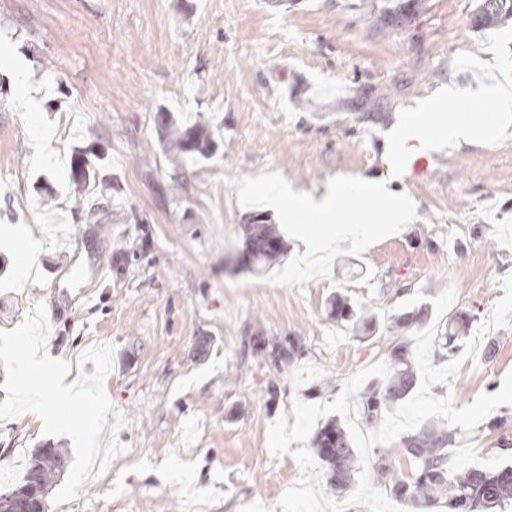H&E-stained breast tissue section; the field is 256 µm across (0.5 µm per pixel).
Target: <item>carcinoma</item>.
I'll return each instance as SVG.
<instances>
[{"mask_svg":"<svg viewBox=\"0 0 512 512\" xmlns=\"http://www.w3.org/2000/svg\"><path fill=\"white\" fill-rule=\"evenodd\" d=\"M512 21V0H477L473 25L479 30H492ZM168 155L178 157L196 153L209 158L213 144L201 127L181 128L168 125ZM244 249L247 265L255 271L267 268L285 251L284 242L274 225L263 214L249 216L244 225ZM328 317L336 323L351 325L353 332L367 333L375 329L377 315L370 307L355 304L346 296L336 294L328 303ZM431 318L429 304L422 303L409 312L394 317L391 327L400 333L416 331ZM474 317L455 311L438 325L436 344L442 359L456 353L470 336ZM390 374L363 388L356 395L362 419L368 427L379 424L391 407L406 400L420 384V372L409 337H404L387 353ZM456 434L448 431L442 421H431L419 430L403 436L392 448L374 451L369 462L373 485L402 504L406 512H508L512 509V463L495 469L479 467L457 470L451 466L449 446ZM311 445L323 463L325 477L336 496L346 495L361 471L360 456L342 423L326 420L312 435ZM412 463L405 473L397 465L399 457ZM70 457L67 449L46 446L31 455L21 482L12 491H30L42 500L67 470Z\"/></svg>","mask_w":512,"mask_h":512,"instance_id":"cac0c4a2","label":"carcinoma"}]
</instances>
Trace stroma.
<instances>
[{
    "mask_svg": "<svg viewBox=\"0 0 512 512\" xmlns=\"http://www.w3.org/2000/svg\"><path fill=\"white\" fill-rule=\"evenodd\" d=\"M0 0V330L35 304L46 349L79 364L110 343L104 389L126 423L122 450L77 496L46 512H241L275 508L301 468L272 457L267 430L292 402H330L385 359L395 307L453 287L454 310L486 322L512 274V134L461 144L422 173L394 175L389 134L406 111L455 82L480 112L512 78V23L479 31L475 0ZM202 124L215 149L173 163L160 117ZM84 158L93 176L76 182ZM275 172L318 193L337 176L386 180L417 217L330 276L274 284L236 265L253 210L238 179ZM336 293L370 306L371 338L326 317ZM297 338L277 361L257 342ZM493 358L465 361L431 393L455 407L501 388L512 330ZM471 437L456 469L511 460L512 403ZM49 437L30 413L0 420V489L17 484Z\"/></svg>",
    "mask_w": 512,
    "mask_h": 512,
    "instance_id": "35a3bbf8",
    "label": "stroma"
}]
</instances>
